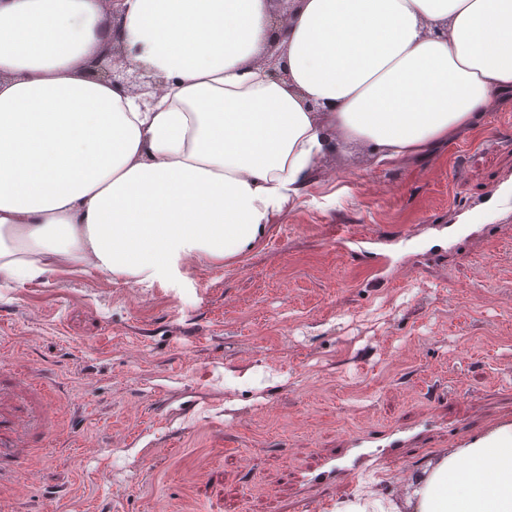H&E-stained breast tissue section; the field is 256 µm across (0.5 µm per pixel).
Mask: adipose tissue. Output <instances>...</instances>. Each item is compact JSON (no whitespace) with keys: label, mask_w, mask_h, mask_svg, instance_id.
Listing matches in <instances>:
<instances>
[{"label":"adipose tissue","mask_w":512,"mask_h":512,"mask_svg":"<svg viewBox=\"0 0 512 512\" xmlns=\"http://www.w3.org/2000/svg\"><path fill=\"white\" fill-rule=\"evenodd\" d=\"M270 0H0V280L81 265L152 282L237 258L359 143L389 165L512 93V0H300L269 78ZM120 40L164 86L88 76ZM332 512H512V432L434 457L407 497Z\"/></svg>","instance_id":"adipose-tissue-1"}]
</instances>
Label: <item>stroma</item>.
I'll use <instances>...</instances> for the list:
<instances>
[{"label": "stroma", "instance_id": "35a3bbf8", "mask_svg": "<svg viewBox=\"0 0 512 512\" xmlns=\"http://www.w3.org/2000/svg\"><path fill=\"white\" fill-rule=\"evenodd\" d=\"M511 183L510 98L388 167L329 153L237 259L0 281L34 475L0 469V512H329L512 419Z\"/></svg>", "mask_w": 512, "mask_h": 512}]
</instances>
